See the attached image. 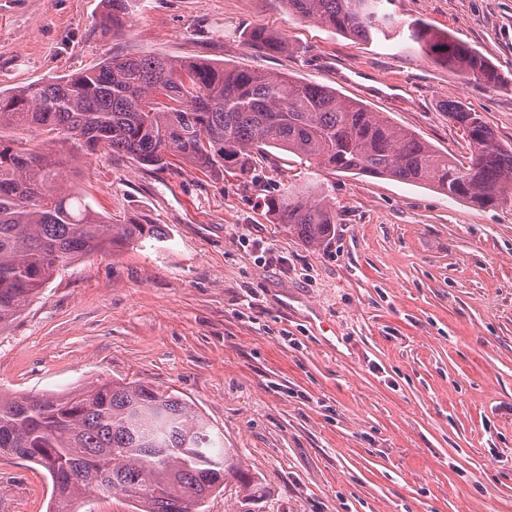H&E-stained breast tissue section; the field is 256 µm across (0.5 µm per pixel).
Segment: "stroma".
Masks as SVG:
<instances>
[{
  "mask_svg": "<svg viewBox=\"0 0 512 512\" xmlns=\"http://www.w3.org/2000/svg\"><path fill=\"white\" fill-rule=\"evenodd\" d=\"M471 45L504 82L483 88L411 43H364L284 0H0V92L111 55L167 54L328 85L447 151L461 99L512 145V0H392ZM281 37L282 53L249 32ZM347 82H339L338 74ZM267 181L164 169L101 152L66 168L110 223L159 224L158 248L73 261L0 332V394L143 381L186 399L234 449L207 512H512V197L479 207L424 185L302 164ZM320 180L336 210L318 249L269 213L280 182ZM40 469L0 457V512H47ZM107 3V11L102 19L101 32L108 33L118 31L124 26L129 0H104ZM247 39L251 45L263 49L268 54L279 53L285 49V43L279 36L263 30L249 33Z\"/></svg>",
  "mask_w": 512,
  "mask_h": 512,
  "instance_id": "obj_1",
  "label": "stroma"
}]
</instances>
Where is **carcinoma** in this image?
Listing matches in <instances>:
<instances>
[{
    "mask_svg": "<svg viewBox=\"0 0 512 512\" xmlns=\"http://www.w3.org/2000/svg\"><path fill=\"white\" fill-rule=\"evenodd\" d=\"M101 32L124 26L129 0H106ZM288 11L371 43L407 37L440 65L494 88L496 67L473 47L422 20L403 24L390 0H285ZM268 54L283 40L256 30ZM441 108L460 126L470 158L462 163L414 132L336 89L245 67L178 61L164 55L109 56L59 80L0 93V327L15 320L60 267L117 245L145 247L169 235L158 224H111L63 182L66 159L17 139L40 128L68 155L123 153L163 169L178 156L203 172L262 179L272 150L333 173L427 185L479 206L512 194V145L463 102ZM278 223L308 246L331 238L336 211L318 186L282 184L267 199ZM209 422L184 398L138 381H96L64 394L0 395V455L44 469L49 512H78L81 494H119L138 512H202L229 477L250 483L217 444ZM108 478V492L101 479Z\"/></svg>",
    "mask_w": 512,
    "mask_h": 512,
    "instance_id": "carcinoma-1",
    "label": "carcinoma"
}]
</instances>
